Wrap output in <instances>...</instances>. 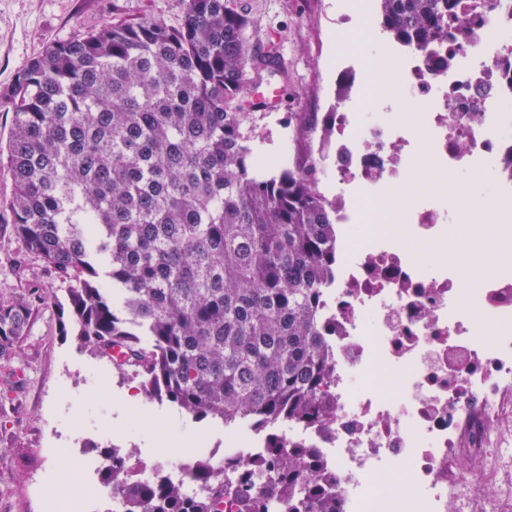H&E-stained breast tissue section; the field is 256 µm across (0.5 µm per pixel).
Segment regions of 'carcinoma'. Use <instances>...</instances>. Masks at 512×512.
<instances>
[{"mask_svg": "<svg viewBox=\"0 0 512 512\" xmlns=\"http://www.w3.org/2000/svg\"><path fill=\"white\" fill-rule=\"evenodd\" d=\"M458 0H379L397 44L448 39ZM183 20L106 23L32 59L0 107L12 113L0 166L26 253L67 289L79 347L132 369L149 400L177 405L229 432H267L240 473L243 512H336L330 477L308 448H286L288 422L330 415L323 324L336 274V210L316 165L271 168L244 125L242 101L285 75L280 43L258 47L250 0H181ZM41 296L0 300V399L10 400L17 348ZM129 453L114 448L101 483L122 512H218L224 480L208 459L192 496L172 479L127 485ZM275 470L274 491L255 490Z\"/></svg>", "mask_w": 512, "mask_h": 512, "instance_id": "obj_1", "label": "carcinoma"}]
</instances>
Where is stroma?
<instances>
[{"mask_svg": "<svg viewBox=\"0 0 512 512\" xmlns=\"http://www.w3.org/2000/svg\"><path fill=\"white\" fill-rule=\"evenodd\" d=\"M259 23L256 39L276 31L281 37L287 78L260 88L276 96L273 110L254 109L250 122L256 145L270 161L307 150L302 129L283 128L288 113L336 108V88L345 81L356 43L364 41L365 14H377L378 0H252ZM145 18L180 27L179 0H0V93L48 46L76 31L104 23H136ZM11 176L0 168V299L38 291L44 302L17 350L15 364L26 375L15 405L0 409V512H53L61 486L64 451L79 448L97 460L116 446L132 454L133 466L148 462L159 446L177 464L196 439L224 445L223 426L194 422L176 406L141 397L139 378L116 372L111 363L80 348L61 332L66 285L43 261L25 252L12 230L8 203ZM139 402L128 407L126 394ZM179 427H171L170 419Z\"/></svg>", "mask_w": 512, "mask_h": 512, "instance_id": "35a3bbf8", "label": "stroma"}]
</instances>
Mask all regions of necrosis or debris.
I'll use <instances>...</instances> for the list:
<instances>
[{
    "instance_id": "obj_1",
    "label": "necrosis or debris",
    "mask_w": 512,
    "mask_h": 512,
    "mask_svg": "<svg viewBox=\"0 0 512 512\" xmlns=\"http://www.w3.org/2000/svg\"><path fill=\"white\" fill-rule=\"evenodd\" d=\"M358 51L306 155L329 167L342 226L324 308L332 416L288 424V445L314 449L336 512H512V0H460L442 44ZM459 174L494 193L472 201ZM395 192L399 221L380 223ZM473 210L459 266L448 241ZM89 468L68 451L58 512L100 494Z\"/></svg>"
}]
</instances>
